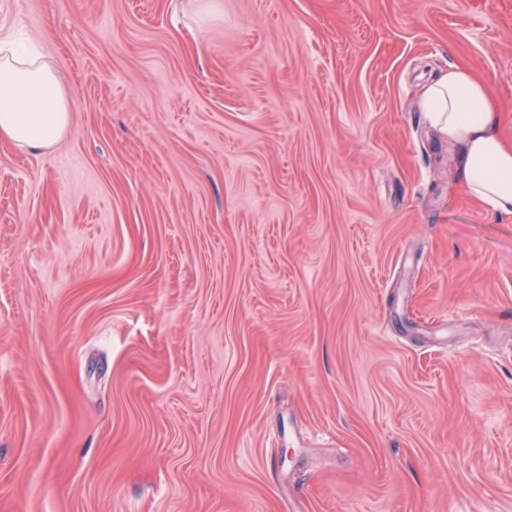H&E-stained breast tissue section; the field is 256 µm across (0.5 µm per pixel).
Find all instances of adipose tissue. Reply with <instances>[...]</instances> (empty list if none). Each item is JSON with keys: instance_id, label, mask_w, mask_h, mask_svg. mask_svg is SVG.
Wrapping results in <instances>:
<instances>
[{"instance_id": "1", "label": "adipose tissue", "mask_w": 512, "mask_h": 512, "mask_svg": "<svg viewBox=\"0 0 512 512\" xmlns=\"http://www.w3.org/2000/svg\"><path fill=\"white\" fill-rule=\"evenodd\" d=\"M422 106L431 125L460 149L466 191L499 217L512 218V142L484 85L454 69L429 85ZM71 107L53 67L0 41V139L33 151L55 146Z\"/></svg>"}]
</instances>
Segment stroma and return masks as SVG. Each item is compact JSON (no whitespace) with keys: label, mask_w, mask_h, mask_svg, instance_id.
<instances>
[{"label":"stroma","mask_w":512,"mask_h":512,"mask_svg":"<svg viewBox=\"0 0 512 512\" xmlns=\"http://www.w3.org/2000/svg\"><path fill=\"white\" fill-rule=\"evenodd\" d=\"M71 103L0 141V512H512V0H0ZM422 106L431 125L460 148L462 185L498 217L512 218V142L484 85L454 69L429 85Z\"/></svg>","instance_id":"obj_1"}]
</instances>
